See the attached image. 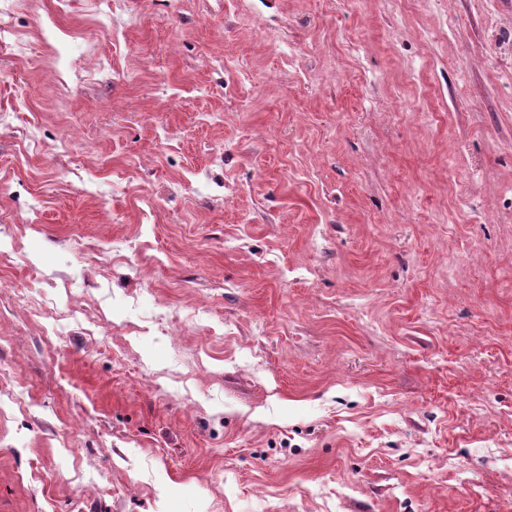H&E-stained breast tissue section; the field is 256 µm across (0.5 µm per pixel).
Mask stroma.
<instances>
[{"label": "stroma", "instance_id": "1", "mask_svg": "<svg viewBox=\"0 0 512 512\" xmlns=\"http://www.w3.org/2000/svg\"><path fill=\"white\" fill-rule=\"evenodd\" d=\"M509 24L0 0V512H512Z\"/></svg>", "mask_w": 512, "mask_h": 512}]
</instances>
